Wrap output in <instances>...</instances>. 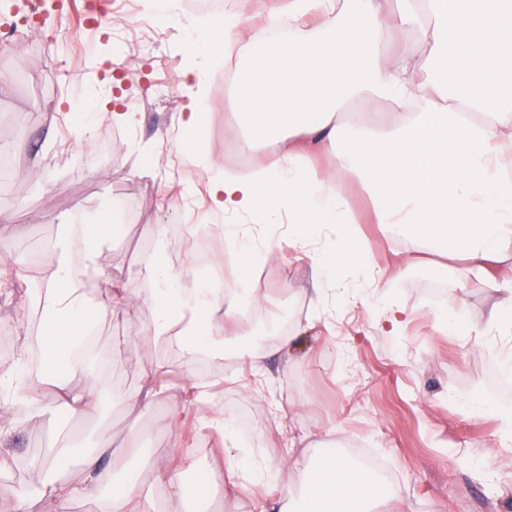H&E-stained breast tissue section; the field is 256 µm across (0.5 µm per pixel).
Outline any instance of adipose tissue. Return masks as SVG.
<instances>
[{"instance_id": "1", "label": "adipose tissue", "mask_w": 512, "mask_h": 512, "mask_svg": "<svg viewBox=\"0 0 512 512\" xmlns=\"http://www.w3.org/2000/svg\"><path fill=\"white\" fill-rule=\"evenodd\" d=\"M385 0H284L283 12L297 23L316 24L321 34L266 40L252 46L245 65L234 73L236 115L253 134L273 140L274 154L251 172L223 169L202 144L185 147L211 174L210 199L232 217L261 211L267 223H287L294 244L306 246L319 228L334 236L333 255L316 258L314 291L327 297L337 265L367 269L350 212V187L304 164L301 138L316 139L322 151L338 152L342 168L356 170L370 192L376 223L405 238L403 264L429 250L462 258L470 274L485 264L512 267V157L502 152L512 140V0H402L384 19ZM432 21L427 48L405 47L394 63L383 60L379 45L387 29H411L422 17ZM247 23L227 13L209 27L192 26L190 50L201 65L230 59V39ZM427 71L418 80L415 70ZM378 101L392 109L386 127L350 137L347 116L353 105ZM84 245L81 258H59L31 281V298L45 313L44 360L68 407L89 414L93 397L66 388L74 364L96 368L85 342L94 322L116 309L153 310L155 336L180 344L184 353L224 345V330L238 319L242 298L253 297L247 278L232 292L189 288L185 272L162 263L146 269L142 288H116L103 279L97 302H89L86 282L96 270L98 242L112 233L107 219L72 227ZM242 269L268 261L265 235H244L224 227ZM101 450L72 444L58 449L45 465V494L69 498L99 495L112 483L111 470L99 464ZM79 466L86 473L80 488L63 481L62 471ZM377 475L335 454L320 457L302 472L300 506L284 502L280 512H367Z\"/></svg>"}]
</instances>
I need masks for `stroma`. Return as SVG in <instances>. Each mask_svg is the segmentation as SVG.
I'll list each match as a JSON object with an SVG mask.
<instances>
[{
  "label": "stroma",
  "instance_id": "1",
  "mask_svg": "<svg viewBox=\"0 0 512 512\" xmlns=\"http://www.w3.org/2000/svg\"><path fill=\"white\" fill-rule=\"evenodd\" d=\"M223 10L248 18L238 34L237 61L256 42L315 34V25H294L276 11L277 0H222ZM31 20L25 0H0V26L32 23L30 37L0 44V155L14 167L0 178V332L13 344L0 357L16 366L12 383L0 385V486L22 492V503L0 500V512H101L99 498L59 501L40 491L35 463L45 461L59 435L83 436L92 446L110 438L134 439L136 454L113 461L115 486L153 489L157 512H195L192 498H171L156 487L150 463L173 456L184 486L226 469L224 437L213 413L232 417L242 450L267 465L264 486L225 491L213 512H272L301 493L300 471L325 453L369 449L393 479L380 512H512V440L499 434V415L512 412V386L501 384L512 336H482L498 299L497 285L512 270L491 267L471 278L462 260L425 253L401 266L403 238L373 224L367 194L356 171L350 198L369 262L397 273L393 286H367L360 270L336 271V296L319 303L313 291L312 254L329 251L316 234L309 252L295 248L284 224L267 235L274 256L251 270L261 297L254 318L224 338L237 351L233 363L214 359L202 373L199 359H184L179 346L152 333V310L139 307L101 320L94 342L101 364L95 374L76 371L72 386L93 394L94 416L73 414L63 396L45 392L44 367L33 366L43 350V315L28 292L36 267L72 251L70 224L93 222L120 201L122 223L100 243L101 265L116 285L137 288L140 272L156 259L187 271L188 284L203 280L197 264L208 253L238 281L241 268L221 233L223 214L210 205L209 174L183 146L179 117L204 89L209 122L207 150L225 167L254 166L272 143L242 146L232 123L233 77L223 66L193 74L184 21L210 20L199 10H180L162 21L155 0H103L98 25H76L66 0H41ZM123 81L119 109L136 115L117 125L101 105ZM93 128L90 142L78 131ZM467 278L466 290L457 281ZM407 310L402 329L390 330L382 309ZM250 355L241 356L242 347ZM171 378L144 412L129 405L159 361ZM493 411L468 412L474 394ZM181 452L172 455V443Z\"/></svg>",
  "mask_w": 512,
  "mask_h": 512
}]
</instances>
